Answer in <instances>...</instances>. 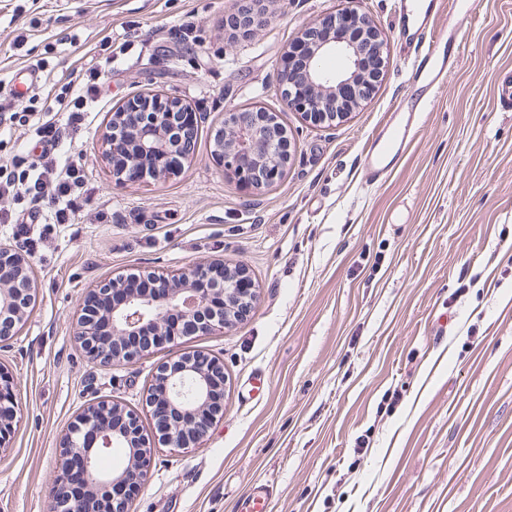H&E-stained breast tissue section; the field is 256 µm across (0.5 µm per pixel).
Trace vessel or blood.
I'll list each match as a JSON object with an SVG mask.
<instances>
[{
  "mask_svg": "<svg viewBox=\"0 0 512 512\" xmlns=\"http://www.w3.org/2000/svg\"><path fill=\"white\" fill-rule=\"evenodd\" d=\"M444 0H404L395 25L406 48L415 55L405 93L392 106V115L367 145L361 172L369 183L383 179L394 158L412 141L423 107L434 101L448 70L440 50L441 33L435 29ZM273 488L256 486L238 505V512H269Z\"/></svg>",
  "mask_w": 512,
  "mask_h": 512,
  "instance_id": "vessel-or-blood-1",
  "label": "vessel or blood"
}]
</instances>
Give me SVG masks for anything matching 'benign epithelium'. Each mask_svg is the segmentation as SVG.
Listing matches in <instances>:
<instances>
[{"label": "benign epithelium", "instance_id": "obj_1", "mask_svg": "<svg viewBox=\"0 0 512 512\" xmlns=\"http://www.w3.org/2000/svg\"><path fill=\"white\" fill-rule=\"evenodd\" d=\"M311 39L295 62L290 51L280 58L279 72L288 73L277 93L288 107L315 125L343 119L367 99L383 76L386 42L381 31L355 7V0L315 19L291 46ZM104 134L105 157L117 185L174 175L181 165L172 157L188 156L185 145L195 133L178 125L186 108L180 99L147 93L122 103ZM288 131L274 113L263 108L225 114L216 131L214 156L224 175L239 187L269 186L270 169L282 171L290 160ZM162 289L123 292L126 276L89 290L75 335L89 358L102 367L131 363L173 343L182 332L171 323L175 313L193 330L207 335L233 327L256 302L239 288L247 270H225L224 262L197 265L189 273L147 272ZM120 294L119 303L102 310L93 300ZM36 302L29 261L0 243V342L18 335ZM153 337L142 348L124 347L129 336ZM224 364L201 351H187L158 367L146 407L153 432H143L139 413L112 400L86 406L70 423L62 443V462L52 489L49 512H132L144 491L150 468V447H197L214 424L224 418ZM19 409L18 381L0 362V447L10 439ZM119 449L127 459L121 469L103 471L99 460Z\"/></svg>", "mask_w": 512, "mask_h": 512}]
</instances>
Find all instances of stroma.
<instances>
[{"label":"stroma","mask_w":512,"mask_h":512,"mask_svg":"<svg viewBox=\"0 0 512 512\" xmlns=\"http://www.w3.org/2000/svg\"><path fill=\"white\" fill-rule=\"evenodd\" d=\"M340 2L264 0L246 37L224 28L240 0H0V104L15 70L44 64L0 135V165L39 156L42 102L112 41L96 110L64 148L90 189L73 222L30 224L24 200L0 198L15 217L0 243L28 259L37 289L20 335L0 342L20 383L0 512H48L63 435L87 404L133 405L151 430L155 368L182 347L223 360L224 418L199 447L153 449L133 512H237L260 484L274 488L269 512H512V110L498 101L512 81V0H476L411 148L377 184L357 168L411 69L400 0H357L387 66L343 121L309 124L276 92L289 43ZM153 90L202 108L195 150L176 176L113 185L105 126ZM247 103L276 112L291 142L259 192L225 179L213 153L225 112ZM106 209L108 224L95 218ZM213 259L245 267L257 290L233 329L109 368L76 342L89 289Z\"/></svg>","instance_id":"stroma-1"}]
</instances>
